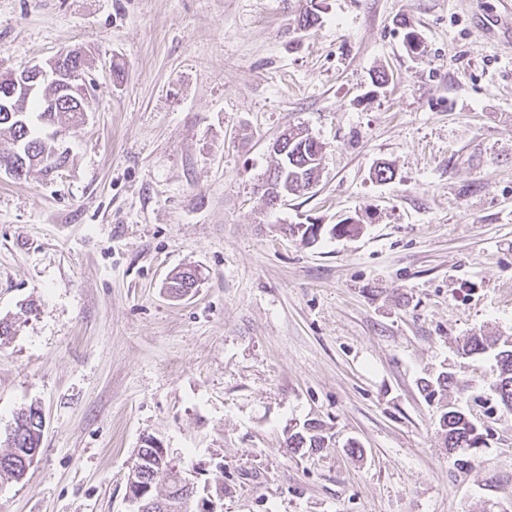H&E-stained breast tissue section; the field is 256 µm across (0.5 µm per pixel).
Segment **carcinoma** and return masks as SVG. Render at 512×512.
<instances>
[{"label":"carcinoma","instance_id":"obj_1","mask_svg":"<svg viewBox=\"0 0 512 512\" xmlns=\"http://www.w3.org/2000/svg\"><path fill=\"white\" fill-rule=\"evenodd\" d=\"M53 86L45 87L41 94L30 97L22 103L19 112L0 111V161L4 160L17 176L26 179L34 171L49 175L54 168H59L67 161V154L55 144L56 134L41 135L36 128L40 123L51 126L62 119L78 125L83 123L82 107L86 103H78L66 95L56 98V111H47L45 96L54 94ZM324 148L320 141L300 132L288 133V163L277 162L270 174L282 177V181L292 187V191L302 190L299 181L307 174L308 159ZM200 282L194 269H183L176 272L168 288L177 295ZM464 354H482L488 351L495 353L498 367L494 387L501 404L512 410V341H499L492 336H469L462 344ZM440 430L448 452L458 448H474L478 437L474 425L459 410H449L440 419ZM42 439V423L39 407L35 404L22 407L16 413L10 438L6 439L7 449L0 452V483L19 481L27 468L33 463L40 449ZM154 439L149 437L137 451L133 472L138 473L151 483L150 497L162 502L167 512H184V504L178 501L177 491L172 477L179 468L163 457L159 449L153 446ZM286 447L296 453L305 448L320 450L329 447L326 437L318 432V427L308 426L288 435ZM164 478L167 490L163 494L156 493L157 480Z\"/></svg>","mask_w":512,"mask_h":512}]
</instances>
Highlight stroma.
<instances>
[{"label": "stroma", "mask_w": 512, "mask_h": 512, "mask_svg": "<svg viewBox=\"0 0 512 512\" xmlns=\"http://www.w3.org/2000/svg\"><path fill=\"white\" fill-rule=\"evenodd\" d=\"M73 48L97 88L67 164L0 169V318L36 306L0 344V441L44 414L0 512H127L148 437L223 483V512H512V411L493 358L460 350L512 340L502 0H0V64ZM289 129L325 144L322 173L269 207ZM184 267L201 283L177 297ZM449 407L480 438L463 469ZM312 421L332 448L289 453ZM440 430L445 447L451 454L458 448H474L478 444L474 425L459 410H449L441 416Z\"/></svg>", "instance_id": "1"}]
</instances>
